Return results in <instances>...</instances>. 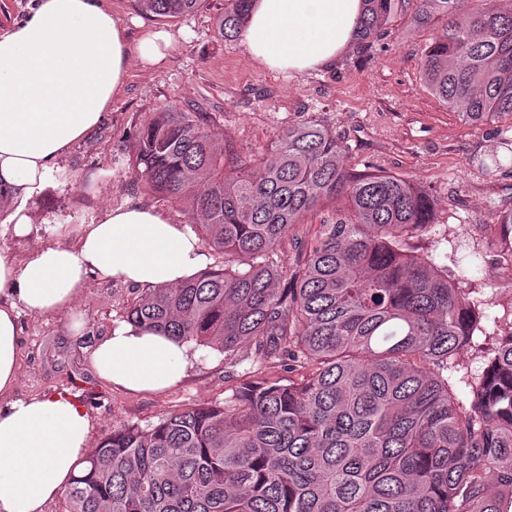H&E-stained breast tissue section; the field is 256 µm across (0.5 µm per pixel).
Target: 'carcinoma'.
<instances>
[{
  "mask_svg": "<svg viewBox=\"0 0 512 512\" xmlns=\"http://www.w3.org/2000/svg\"><path fill=\"white\" fill-rule=\"evenodd\" d=\"M162 18L207 0H137ZM253 0L216 25L242 35ZM399 0H364L367 46ZM415 0L430 38L431 93L472 122L512 114V0ZM151 190L191 201V229L224 257L174 288L147 289L125 320L251 366L219 403L123 425L87 459L68 512H512V331L460 400L448 382L481 330V302L415 252L435 204L403 176L356 173L313 119L242 158L215 145L206 112L170 106L134 139ZM342 197V209L325 210ZM320 216L293 261L281 248ZM512 252V209L498 215ZM277 363L282 375L266 376Z\"/></svg>",
  "mask_w": 512,
  "mask_h": 512,
  "instance_id": "carcinoma-1",
  "label": "carcinoma"
}]
</instances>
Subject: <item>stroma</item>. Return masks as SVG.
Returning <instances> with one entry per match:
<instances>
[{
  "instance_id": "1",
  "label": "stroma",
  "mask_w": 512,
  "mask_h": 512,
  "mask_svg": "<svg viewBox=\"0 0 512 512\" xmlns=\"http://www.w3.org/2000/svg\"><path fill=\"white\" fill-rule=\"evenodd\" d=\"M413 3L403 0L370 49L353 51L331 69L285 75L258 67L242 41L224 40L215 24L224 0L176 18L143 13L135 0H111L129 45L164 29L174 36L175 48L158 68L130 56L123 95L34 200L31 234L16 237L12 225L0 223V252L20 260L47 243H73L80 225L127 204L189 224L187 205L152 194L129 164L136 134L165 106L210 113L216 142L243 157L266 149L289 126L314 118L335 132L353 170L404 176L433 197L436 225L415 245L418 254L447 267L458 287L484 300L487 334L457 356L462 372L481 374L495 338L512 330V276L489 263L493 245L485 237L487 225L512 207V172L484 166L492 156L512 155L501 145L502 132L512 131V114L476 123L433 97L421 75L428 34L412 24ZM137 294L95 274L71 311L49 318L22 314L20 393L76 395L92 416L98 442L117 427L151 425L169 412L231 394L241 367L207 347L200 348L187 378L161 393H129L96 378L90 350L122 323Z\"/></svg>"
}]
</instances>
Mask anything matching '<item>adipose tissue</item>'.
I'll use <instances>...</instances> for the list:
<instances>
[{"instance_id":"adipose-tissue-1","label":"adipose tissue","mask_w":512,"mask_h":512,"mask_svg":"<svg viewBox=\"0 0 512 512\" xmlns=\"http://www.w3.org/2000/svg\"><path fill=\"white\" fill-rule=\"evenodd\" d=\"M363 0H254L242 32L252 61L305 74L335 65L355 47ZM165 30L129 50L108 0H38L0 33V218L30 233L31 205L59 160L103 120L126 87L130 55L162 65ZM210 259L186 225L126 205L81 225L74 244L39 247L16 261L0 254V512H45L80 473L94 442L90 414L67 393L18 392L20 315L70 311L89 274L142 288H172ZM197 359L186 343L120 324L90 354L94 374L133 393L175 386Z\"/></svg>"}]
</instances>
